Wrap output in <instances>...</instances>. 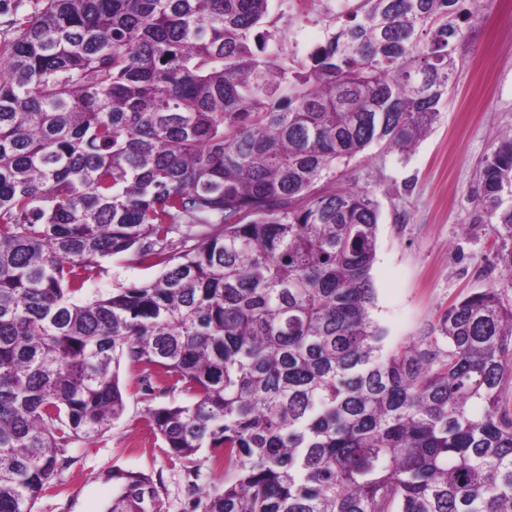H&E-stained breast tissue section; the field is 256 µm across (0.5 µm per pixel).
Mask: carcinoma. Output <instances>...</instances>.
Masks as SVG:
<instances>
[{"mask_svg":"<svg viewBox=\"0 0 512 512\" xmlns=\"http://www.w3.org/2000/svg\"><path fill=\"white\" fill-rule=\"evenodd\" d=\"M270 0H44L0 46V512H33L125 399L190 398L166 454L234 470L201 512H512V303L490 287L383 350L378 217L322 191L439 115L493 0H354L306 60ZM471 199L512 272V134ZM109 258L160 274L85 301Z\"/></svg>","mask_w":512,"mask_h":512,"instance_id":"1","label":"carcinoma"}]
</instances>
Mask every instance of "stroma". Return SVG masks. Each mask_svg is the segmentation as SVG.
I'll use <instances>...</instances> for the list:
<instances>
[{
	"label": "stroma",
	"mask_w": 512,
	"mask_h": 512,
	"mask_svg": "<svg viewBox=\"0 0 512 512\" xmlns=\"http://www.w3.org/2000/svg\"><path fill=\"white\" fill-rule=\"evenodd\" d=\"M335 13L336 0H309L302 12L290 0H270L283 52L298 60L326 40ZM456 56L458 69L438 118L410 150L374 145L336 170L337 185L368 190L379 214L371 317L388 349L419 336L451 302L471 293L495 286L512 302V278L492 263L500 241L479 221L469 195L492 143L512 129V0H494L477 16ZM155 275L108 259L84 297H104ZM118 375L124 415L103 435L66 448L71 464L34 512H115L111 484L89 479L111 464L150 475L157 489L152 512H197L201 492L223 489L232 478V470L213 465L209 448L199 450L193 468L170 461L146 427L148 407L185 402L184 394L159 383L144 391L139 369L125 363ZM82 481L87 488L78 506H69L70 486Z\"/></svg>",
	"instance_id": "35a3bbf8"
}]
</instances>
